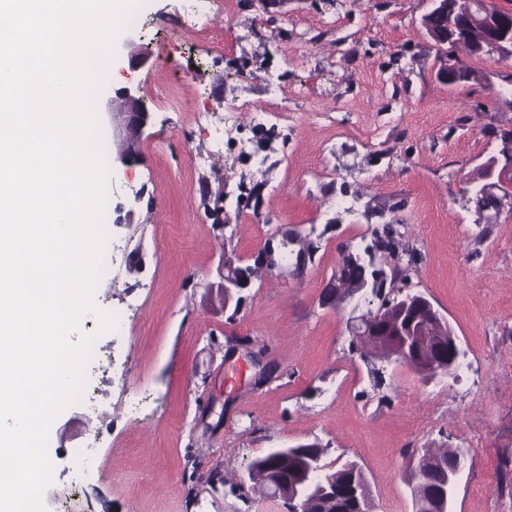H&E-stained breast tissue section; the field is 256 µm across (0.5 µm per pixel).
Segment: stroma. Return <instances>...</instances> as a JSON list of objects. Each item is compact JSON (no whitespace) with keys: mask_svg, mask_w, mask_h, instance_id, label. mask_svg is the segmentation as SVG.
<instances>
[{"mask_svg":"<svg viewBox=\"0 0 512 512\" xmlns=\"http://www.w3.org/2000/svg\"><path fill=\"white\" fill-rule=\"evenodd\" d=\"M191 6L137 0L104 49L112 90L90 94L100 137L122 87L150 120L139 162L111 165L101 233L127 255L71 334L95 338L96 409L71 404L50 425L46 512L64 497L67 512H288L247 471L302 443L329 469L356 461L373 512H412L410 459L438 448L464 456L450 512H512V210L471 201L512 129V60L471 59L473 80L448 85L429 0H214L204 29ZM136 46L148 54L133 68ZM201 112L224 125L221 154ZM379 237L387 292L427 297L469 371L427 382L352 351L354 305L330 296L345 256ZM268 247L271 271L256 264ZM228 255L255 269L235 313ZM100 311L123 328L100 331ZM95 437L92 476L71 489L74 451Z\"/></svg>","mask_w":512,"mask_h":512,"instance_id":"stroma-1","label":"stroma"}]
</instances>
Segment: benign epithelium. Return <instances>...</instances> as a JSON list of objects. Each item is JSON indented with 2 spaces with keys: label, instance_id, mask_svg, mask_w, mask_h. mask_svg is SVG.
I'll list each match as a JSON object with an SVG mask.
<instances>
[{
  "label": "benign epithelium",
  "instance_id": "7a95c632",
  "mask_svg": "<svg viewBox=\"0 0 512 512\" xmlns=\"http://www.w3.org/2000/svg\"><path fill=\"white\" fill-rule=\"evenodd\" d=\"M438 47L465 49L469 57L496 55L512 58V14L498 8L491 0H468L460 17L448 23L444 32L429 30ZM471 71L461 58L448 63L444 79L450 84L467 82ZM124 110L112 113V141L117 149V160L128 166L139 158L141 131L148 120V110L136 96L134 89L125 87L119 91ZM502 154L507 163L496 169L497 160L491 158L481 171L486 183L478 193L496 190L497 208L509 206L512 209V131L502 135ZM374 258L365 261L359 256H348L339 270L337 280L353 282L351 288L340 289L336 302L343 303L355 295L370 290L380 300L377 308H367L356 317L352 333L362 344L382 341L390 343V360L413 369L427 381L448 377V372L458 369L462 356L460 346L445 317L434 308L422 294L401 292L390 298L383 290V279L372 273V280L365 277L366 266L373 265ZM224 306H229L237 290L250 285L249 268L235 265V261L224 257L222 271ZM316 466L297 471L288 481L294 490L293 500L305 499L306 491H316L315 499L336 505V483L332 470L321 465V457L315 458ZM462 468V454H457L450 468L439 471L437 486L431 495L420 502L429 512H447L457 476ZM433 472L428 458L424 455L415 459L411 466L412 485L423 487ZM251 481L259 478L269 485L274 495L280 493L281 479L268 471L261 473L250 468L247 473Z\"/></svg>",
  "mask_w": 512,
  "mask_h": 512
}]
</instances>
